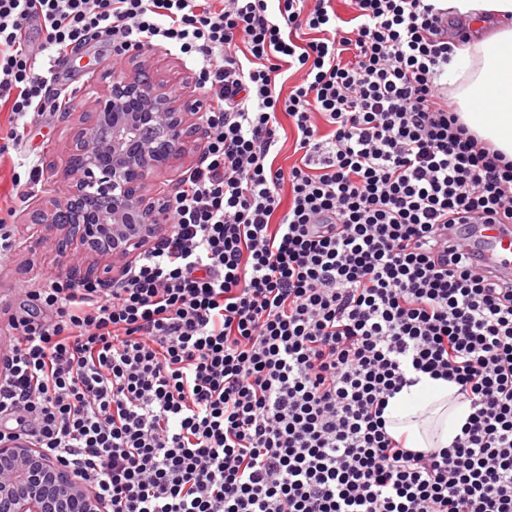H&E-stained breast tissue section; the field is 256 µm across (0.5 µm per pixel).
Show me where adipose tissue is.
<instances>
[{
  "label": "adipose tissue",
  "instance_id": "ef3b65f1",
  "mask_svg": "<svg viewBox=\"0 0 512 512\" xmlns=\"http://www.w3.org/2000/svg\"><path fill=\"white\" fill-rule=\"evenodd\" d=\"M449 16L466 20L474 31L466 48L448 63L460 118L480 139L512 160V29L484 30L512 15V0H430ZM456 383L421 375L419 382L389 398L386 429L411 450L445 448L460 434L471 413Z\"/></svg>",
  "mask_w": 512,
  "mask_h": 512
}]
</instances>
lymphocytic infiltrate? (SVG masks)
I'll return each mask as SVG.
<instances>
[{
    "instance_id": "lymphocytic-infiltrate-1",
    "label": "lymphocytic infiltrate",
    "mask_w": 512,
    "mask_h": 512,
    "mask_svg": "<svg viewBox=\"0 0 512 512\" xmlns=\"http://www.w3.org/2000/svg\"><path fill=\"white\" fill-rule=\"evenodd\" d=\"M348 6L0 0L13 146L92 40L178 50L214 103L166 234L119 279L29 291L37 314L6 328L0 442L33 441L107 512H512V281L448 245L512 224V161L439 82L447 12ZM413 373L469 400L450 447L387 432Z\"/></svg>"
}]
</instances>
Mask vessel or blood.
I'll return each instance as SVG.
<instances>
[{"mask_svg": "<svg viewBox=\"0 0 512 512\" xmlns=\"http://www.w3.org/2000/svg\"><path fill=\"white\" fill-rule=\"evenodd\" d=\"M465 245L474 254L484 274L500 276L512 273V226L470 225Z\"/></svg>", "mask_w": 512, "mask_h": 512, "instance_id": "b4317fda", "label": "vessel or blood"}]
</instances>
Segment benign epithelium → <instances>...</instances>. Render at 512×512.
<instances>
[{
    "label": "benign epithelium",
    "instance_id": "benign-epithelium-1",
    "mask_svg": "<svg viewBox=\"0 0 512 512\" xmlns=\"http://www.w3.org/2000/svg\"><path fill=\"white\" fill-rule=\"evenodd\" d=\"M129 57L134 69L113 78L76 125L64 167L47 170V179L67 183L65 192L36 199L27 219L60 231V250L75 245L109 261L104 270L114 280L167 232L165 203L146 188L205 133L197 105L159 81L142 51ZM97 273L94 264L68 269L75 280ZM0 512H106V503L37 445L17 440L0 443Z\"/></svg>",
    "mask_w": 512,
    "mask_h": 512
}]
</instances>
